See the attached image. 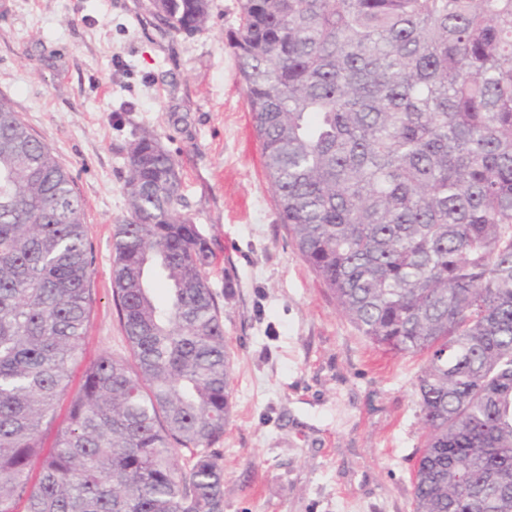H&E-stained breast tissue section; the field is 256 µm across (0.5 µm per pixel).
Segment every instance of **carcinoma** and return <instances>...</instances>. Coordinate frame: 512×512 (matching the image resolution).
Instances as JSON below:
<instances>
[{"instance_id":"obj_1","label":"carcinoma","mask_w":512,"mask_h":512,"mask_svg":"<svg viewBox=\"0 0 512 512\" xmlns=\"http://www.w3.org/2000/svg\"><path fill=\"white\" fill-rule=\"evenodd\" d=\"M151 4L176 33L208 30L211 0ZM231 48L299 256L372 344L426 356L414 512H512V0H240ZM127 169L112 290L134 364L101 357L71 397L85 204L0 97V512H224L213 252L152 134Z\"/></svg>"}]
</instances>
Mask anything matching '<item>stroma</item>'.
<instances>
[{
  "label": "stroma",
  "mask_w": 512,
  "mask_h": 512,
  "mask_svg": "<svg viewBox=\"0 0 512 512\" xmlns=\"http://www.w3.org/2000/svg\"><path fill=\"white\" fill-rule=\"evenodd\" d=\"M239 0L174 33L151 0H0V97L53 149L85 203L95 257L86 363L129 358L112 296L126 148L150 132L182 174L183 213L214 253L232 414L215 444L224 512H413L425 365L338 310L276 214L230 39Z\"/></svg>",
  "instance_id": "1"
}]
</instances>
